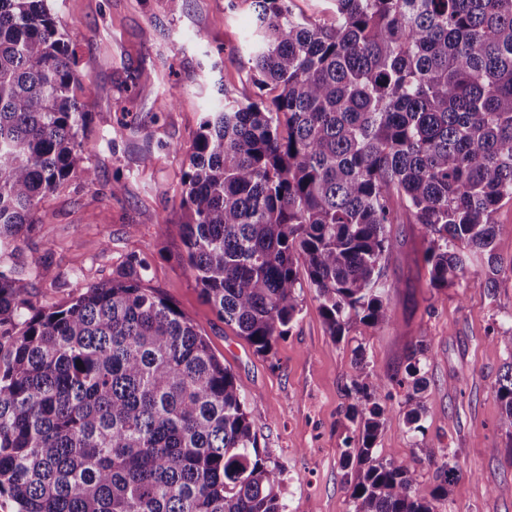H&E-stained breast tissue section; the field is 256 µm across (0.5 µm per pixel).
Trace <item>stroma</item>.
Listing matches in <instances>:
<instances>
[{"mask_svg": "<svg viewBox=\"0 0 512 512\" xmlns=\"http://www.w3.org/2000/svg\"><path fill=\"white\" fill-rule=\"evenodd\" d=\"M60 28L76 39L85 73L80 94L89 113V162L99 181L79 179L45 195L41 221L24 239L18 268L31 300L48 309L81 288L111 279L128 253L145 256V285L199 326L246 397L259 447L284 471L287 512H352L341 452L357 437L344 418L355 347L369 370L390 383L392 399L376 443L379 457L417 466L420 484L435 468L417 464L422 448L450 449L460 474L442 512H512V438L501 431L494 384L512 352L497 339L512 322V274L488 290L487 271L472 266L453 285L429 286L427 240L417 224L392 227L386 263L393 319L381 327L351 325L334 341L313 289L268 356L255 353L220 320L185 262L180 207L182 173L201 120L224 96L243 100L254 17L248 0H53ZM174 106H163L169 94ZM151 162H144V154ZM125 191L111 196L113 181ZM169 221L159 232L160 218ZM428 337L421 433L405 422V356Z\"/></svg>", "mask_w": 512, "mask_h": 512, "instance_id": "stroma-1", "label": "stroma"}]
</instances>
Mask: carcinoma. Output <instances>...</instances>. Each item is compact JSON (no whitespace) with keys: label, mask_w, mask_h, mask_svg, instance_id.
<instances>
[{"label":"carcinoma","mask_w":512,"mask_h":512,"mask_svg":"<svg viewBox=\"0 0 512 512\" xmlns=\"http://www.w3.org/2000/svg\"><path fill=\"white\" fill-rule=\"evenodd\" d=\"M251 0L255 97L206 113L183 172L186 263L216 315L267 356L311 288L330 336L392 321L395 224H419L430 285L487 256L512 201V0H334L328 18ZM75 38L49 0H0V256L41 198L79 177L88 112ZM130 253L112 279L41 309L0 264V498L14 512H286L234 375L185 313L144 286ZM429 351L405 356L409 430L423 432ZM342 451L353 512H441L458 478L447 449L418 471L376 456L390 399L363 348ZM512 438V363L495 385Z\"/></svg>","instance_id":"1"}]
</instances>
